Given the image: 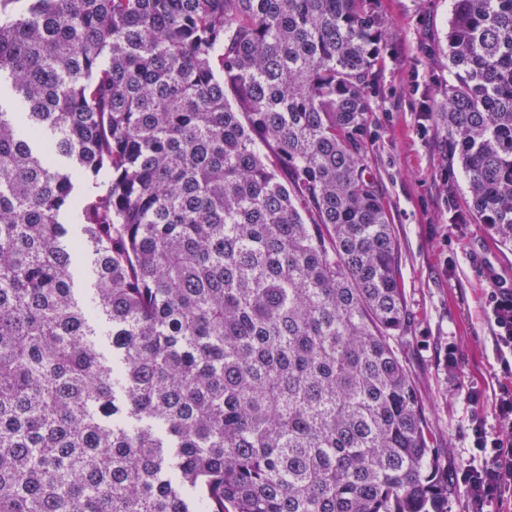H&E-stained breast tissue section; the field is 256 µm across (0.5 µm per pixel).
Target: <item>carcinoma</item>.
<instances>
[{
  "label": "carcinoma",
  "mask_w": 512,
  "mask_h": 512,
  "mask_svg": "<svg viewBox=\"0 0 512 512\" xmlns=\"http://www.w3.org/2000/svg\"><path fill=\"white\" fill-rule=\"evenodd\" d=\"M0 7V512H448L393 347L372 0ZM421 111L512 244V0Z\"/></svg>",
  "instance_id": "1"
}]
</instances>
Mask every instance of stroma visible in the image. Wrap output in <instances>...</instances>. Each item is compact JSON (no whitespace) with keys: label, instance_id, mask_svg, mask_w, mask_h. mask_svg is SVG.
I'll return each mask as SVG.
<instances>
[{"label":"stroma","instance_id":"obj_1","mask_svg":"<svg viewBox=\"0 0 512 512\" xmlns=\"http://www.w3.org/2000/svg\"><path fill=\"white\" fill-rule=\"evenodd\" d=\"M384 23L383 67L368 97V160L398 243L409 314L395 347L423 404L427 425L448 456V512H500L477 505L457 480L468 457L469 424L480 412L495 429L494 392L507 378L484 305L494 280L512 284V246L485 225L454 224L467 182L453 165L442 123L421 110L448 82L443 36L452 0H374ZM481 390L480 408L464 390Z\"/></svg>","mask_w":512,"mask_h":512}]
</instances>
